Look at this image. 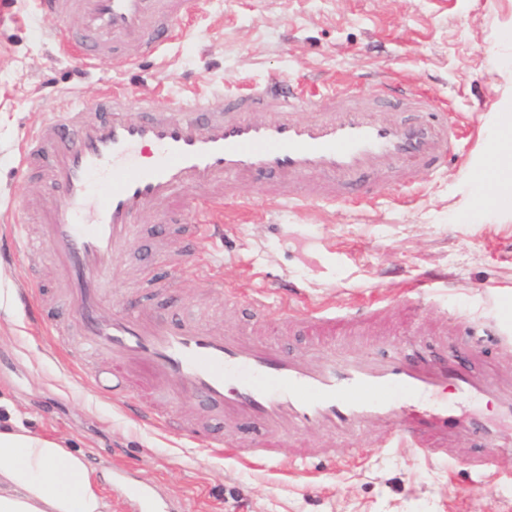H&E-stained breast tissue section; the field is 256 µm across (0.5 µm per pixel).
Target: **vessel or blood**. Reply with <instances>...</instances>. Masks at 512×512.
Wrapping results in <instances>:
<instances>
[{"instance_id":"1","label":"vessel or blood","mask_w":512,"mask_h":512,"mask_svg":"<svg viewBox=\"0 0 512 512\" xmlns=\"http://www.w3.org/2000/svg\"><path fill=\"white\" fill-rule=\"evenodd\" d=\"M196 0H39L42 9L79 15L78 27L54 33L60 45L79 46L82 65L103 62L124 70L132 58L121 49L138 44L145 54L167 45L174 22ZM399 100L408 115L382 118L379 107ZM299 100L288 82L246 96L196 94L159 108L150 98L130 104L112 92L89 107L61 104L29 131L19 166L45 167L55 195L40 203L45 236L39 254L54 263L66 288L64 305L77 315L74 344L112 358L108 371L86 369L87 388L133 390L162 386L171 397L190 394L223 412L225 420L261 425L279 435L322 427L340 436L375 432L388 448H412L424 458H451L473 435L496 448L501 426L512 419V387L500 370L474 373L469 356L424 350L413 344L382 360L339 359L328 354L291 356L241 335L216 334L194 320L162 322L136 305L107 311L103 296L133 239L140 216L178 195L207 188L234 196L253 186L275 206L319 202L367 204L372 188H360L366 171L399 184L417 172L438 173L461 138L427 95L380 79L366 90L332 89L314 101L312 119L295 118ZM155 152L142 164L139 152ZM104 177L106 191L92 196L91 182ZM93 207L95 219L81 216ZM296 284L280 281L275 293L256 290V313L288 308ZM389 305L373 293L344 309L316 305L303 310L309 334L353 328ZM493 400L486 417L443 401L447 390ZM112 487L128 512H175L155 487L116 476Z\"/></svg>"}]
</instances>
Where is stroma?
<instances>
[{
  "mask_svg": "<svg viewBox=\"0 0 512 512\" xmlns=\"http://www.w3.org/2000/svg\"><path fill=\"white\" fill-rule=\"evenodd\" d=\"M510 22L512 0H199L176 22L175 41L154 56L129 49L134 66L115 71L80 67L49 42L51 30L77 27V18L42 14L38 0H0V236L17 216L32 238L41 236L34 203L52 190L18 169V145L61 101L90 105L115 88L168 107L200 91L237 94L282 79L323 95L383 72L447 101L465 125L456 158L442 172L384 185L358 207L284 211L247 189L224 203L220 243L177 232L211 208L210 194L189 195L176 218L161 210L139 219L105 306L143 302L173 321L194 318L294 354L316 349L339 357L434 344L448 328V311L466 330L512 325V220L489 206L470 222L457 215L471 192L467 166L488 135L487 115L512 82V38L500 32ZM211 252L223 253L218 277L236 289V302L193 273L195 260ZM424 273L447 275L455 285L429 290L417 316L406 318L401 303ZM284 278L309 305L348 306L376 291L390 307L348 336L309 335L298 319L273 331L248 300ZM36 279L40 312L54 320L56 334L15 303ZM59 307L49 264L21 254L0 262V395L36 431L68 439L96 471L156 486L183 512H512V447L495 449L497 469L480 476L466 467L482 452L475 445L428 462L405 448L379 447L371 434L316 430L283 438L276 459L243 460L200 449L185 428L244 445L260 431L226 425L193 400L170 403L171 429L138 421L121 391H92L71 369L74 359L100 370L110 361L66 351L71 324ZM354 448L359 456H351ZM322 453L334 463L318 476L287 465Z\"/></svg>",
  "mask_w": 512,
  "mask_h": 512,
  "instance_id": "1",
  "label": "stroma"
}]
</instances>
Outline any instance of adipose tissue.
<instances>
[{
    "instance_id": "ef3b65f1",
    "label": "adipose tissue",
    "mask_w": 512,
    "mask_h": 512,
    "mask_svg": "<svg viewBox=\"0 0 512 512\" xmlns=\"http://www.w3.org/2000/svg\"><path fill=\"white\" fill-rule=\"evenodd\" d=\"M490 120L494 134L476 153L472 192L459 207L472 218L484 205L512 215V87ZM0 512H112L95 472L65 439L37 433L0 399Z\"/></svg>"
}]
</instances>
